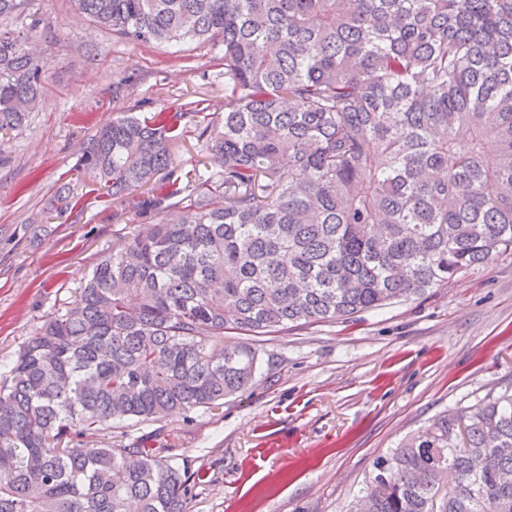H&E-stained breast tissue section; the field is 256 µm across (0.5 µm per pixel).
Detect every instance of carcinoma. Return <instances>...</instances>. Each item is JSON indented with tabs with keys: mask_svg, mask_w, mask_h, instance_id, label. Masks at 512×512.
Wrapping results in <instances>:
<instances>
[{
	"mask_svg": "<svg viewBox=\"0 0 512 512\" xmlns=\"http://www.w3.org/2000/svg\"><path fill=\"white\" fill-rule=\"evenodd\" d=\"M34 0H0V134L46 62ZM136 44L224 48V118L124 115L81 160L152 221L119 237L0 372V512H186L151 426L246 391L265 336L349 320L512 254V0H74ZM349 512H512V390L444 412L377 459ZM201 144L202 142H198L196 137L191 135L175 148L176 158L182 165L183 173L190 171L192 178L194 171L203 173L207 167L210 170L212 164L211 156L202 149Z\"/></svg>",
	"mask_w": 512,
	"mask_h": 512,
	"instance_id": "obj_1",
	"label": "carcinoma"
}]
</instances>
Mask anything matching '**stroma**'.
Wrapping results in <instances>:
<instances>
[{
	"instance_id": "1",
	"label": "stroma",
	"mask_w": 512,
	"mask_h": 512,
	"mask_svg": "<svg viewBox=\"0 0 512 512\" xmlns=\"http://www.w3.org/2000/svg\"><path fill=\"white\" fill-rule=\"evenodd\" d=\"M35 8L43 94L0 147V368L118 235L147 220L138 191L89 193L47 213L91 135L125 112L182 111L192 127L199 100L224 114L220 53L125 42L73 0ZM250 342L252 386L220 408L168 417L155 440L201 476L186 512H345L403 437L512 386V255L418 298Z\"/></svg>"
}]
</instances>
